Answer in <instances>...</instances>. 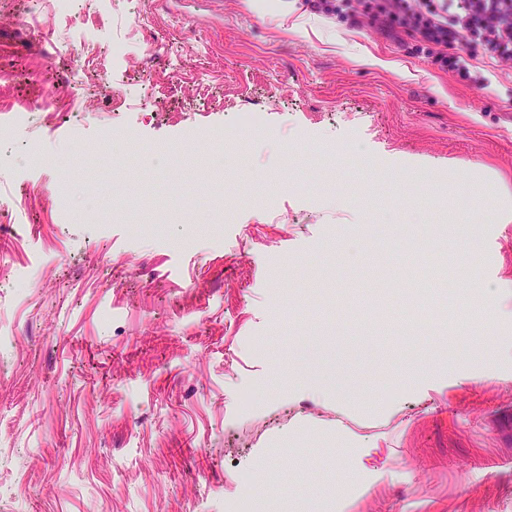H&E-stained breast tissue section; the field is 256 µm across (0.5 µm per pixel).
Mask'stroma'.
Masks as SVG:
<instances>
[{
	"instance_id": "1",
	"label": "stroma",
	"mask_w": 512,
	"mask_h": 512,
	"mask_svg": "<svg viewBox=\"0 0 512 512\" xmlns=\"http://www.w3.org/2000/svg\"><path fill=\"white\" fill-rule=\"evenodd\" d=\"M32 7L0 0V512H512V66L305 0Z\"/></svg>"
}]
</instances>
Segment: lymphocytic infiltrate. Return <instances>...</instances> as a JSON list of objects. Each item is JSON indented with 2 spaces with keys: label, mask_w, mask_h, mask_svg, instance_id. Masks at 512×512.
Instances as JSON below:
<instances>
[{
  "label": "lymphocytic infiltrate",
  "mask_w": 512,
  "mask_h": 512,
  "mask_svg": "<svg viewBox=\"0 0 512 512\" xmlns=\"http://www.w3.org/2000/svg\"><path fill=\"white\" fill-rule=\"evenodd\" d=\"M355 26L425 47L430 63L470 78L480 86L484 77L471 76L463 50L481 45L484 58L512 62V0H355Z\"/></svg>",
  "instance_id": "f902f5d3"
}]
</instances>
